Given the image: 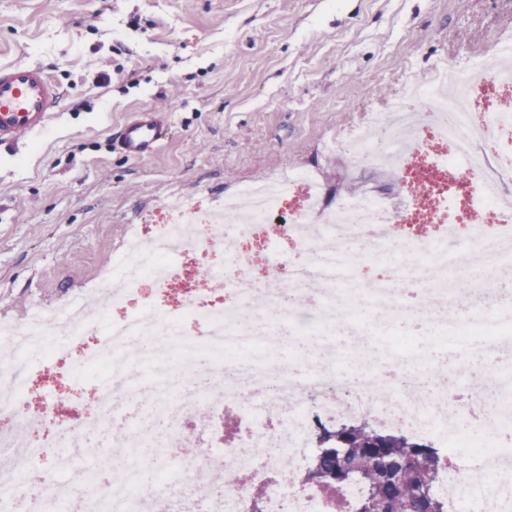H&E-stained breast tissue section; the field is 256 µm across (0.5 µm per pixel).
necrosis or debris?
Here are the masks:
<instances>
[{
	"mask_svg": "<svg viewBox=\"0 0 512 512\" xmlns=\"http://www.w3.org/2000/svg\"><path fill=\"white\" fill-rule=\"evenodd\" d=\"M511 88V71L481 59L430 75L367 134L334 138V155L380 182L332 199L313 169L292 166L226 196L221 224L171 205L158 224L126 227L90 289L96 306L1 316L0 349L13 356L0 365V416L11 420L0 429V512H152L160 499L166 512H253L258 497L264 512H330L297 476L319 425L359 417L444 449L448 512H512V303L498 290L512 280V163L492 144L512 130V102L475 107L478 93ZM396 174L409 192L386 186ZM298 192L303 205L287 207ZM246 239L263 246L264 280L239 272ZM218 252L236 275L212 262ZM370 266L379 277L365 279ZM134 293L136 307L110 318ZM288 324L305 348L282 359ZM367 328L377 337L365 343ZM461 351L464 397L440 368ZM69 360L93 381L91 404L27 403L26 378ZM176 433L197 453L175 469L165 448ZM44 456L58 475L29 494ZM472 468L488 476L478 493L464 478ZM221 469L248 471L250 486L213 482Z\"/></svg>",
	"mask_w": 512,
	"mask_h": 512,
	"instance_id": "necrosis-or-debris-1",
	"label": "necrosis or debris"
}]
</instances>
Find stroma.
I'll list each match as a JSON object with an SVG mask.
<instances>
[{
	"label": "stroma",
	"mask_w": 512,
	"mask_h": 512,
	"mask_svg": "<svg viewBox=\"0 0 512 512\" xmlns=\"http://www.w3.org/2000/svg\"><path fill=\"white\" fill-rule=\"evenodd\" d=\"M497 39L512 0H0V65L48 66L63 92L0 148V316L62 308L170 196L207 210L289 165L358 184L326 140ZM146 109L175 136L127 158L112 134Z\"/></svg>",
	"instance_id": "35a3bbf8"
}]
</instances>
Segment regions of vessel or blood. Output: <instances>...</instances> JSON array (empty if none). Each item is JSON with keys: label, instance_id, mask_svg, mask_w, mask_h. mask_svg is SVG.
Here are the masks:
<instances>
[{"label": "vessel or blood", "instance_id": "b4317fda", "mask_svg": "<svg viewBox=\"0 0 512 512\" xmlns=\"http://www.w3.org/2000/svg\"><path fill=\"white\" fill-rule=\"evenodd\" d=\"M60 90L52 73L37 64L0 66V146L45 129L60 107ZM164 112L135 113L121 127L119 146L131 158L155 154L169 138Z\"/></svg>", "mask_w": 512, "mask_h": 512}]
</instances>
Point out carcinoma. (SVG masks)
Here are the masks:
<instances>
[{"label":"carcinoma","instance_id":"cac0c4a2","mask_svg":"<svg viewBox=\"0 0 512 512\" xmlns=\"http://www.w3.org/2000/svg\"><path fill=\"white\" fill-rule=\"evenodd\" d=\"M316 445L306 482L333 503L356 487L343 512H448L436 493L444 458L431 444L360 420L319 427Z\"/></svg>","mask_w":512,"mask_h":512}]
</instances>
